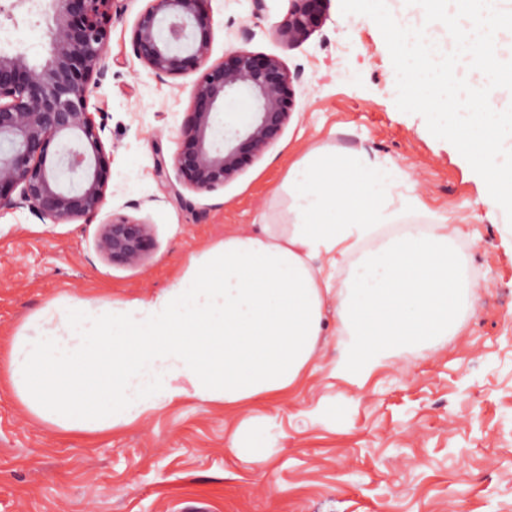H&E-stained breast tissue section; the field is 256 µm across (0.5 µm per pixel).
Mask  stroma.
Returning a JSON list of instances; mask_svg holds the SVG:
<instances>
[{"label":"stroma","mask_w":512,"mask_h":512,"mask_svg":"<svg viewBox=\"0 0 512 512\" xmlns=\"http://www.w3.org/2000/svg\"><path fill=\"white\" fill-rule=\"evenodd\" d=\"M41 11L0 12V57L32 71L49 58L58 23ZM147 0H117L106 74L91 87V112L107 113L110 166L105 203L69 224L25 209L0 210V340L48 301L154 293L203 244L275 215L286 169L317 147L393 159L412 195L440 216L458 215L498 288L465 316L458 336L402 353L369 377L345 382L331 332L293 390L233 409L193 398L109 433L60 432L0 391V512H512V233L484 201L487 188L424 118L395 105L396 74L377 25L329 0L303 43L274 37L288 0H208L211 62L243 48L279 57L295 81L294 114L279 141L223 188L184 189L179 206L155 175L157 155L179 148L198 77L157 78L134 54L131 31ZM126 215L149 225L154 246L140 263H111L101 224ZM259 418L265 462H242L229 441Z\"/></svg>","instance_id":"35a3bbf8"}]
</instances>
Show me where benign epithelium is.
Segmentation results:
<instances>
[{
	"label": "benign epithelium",
	"mask_w": 512,
	"mask_h": 512,
	"mask_svg": "<svg viewBox=\"0 0 512 512\" xmlns=\"http://www.w3.org/2000/svg\"><path fill=\"white\" fill-rule=\"evenodd\" d=\"M116 0H55L63 22L50 60L35 75L20 59L0 58V209L26 208L43 221L69 223L97 214L110 178L101 132L89 112L88 88L105 76L103 57ZM207 0H148L131 35L136 57L156 77L200 72L190 112L179 128L173 158L180 182L196 192L215 191L233 181L276 144L295 107L293 76L276 56L246 49L208 63L213 17ZM329 0H289L272 25L288 46L306 40L321 22ZM238 95L252 102L242 128L219 137L212 111ZM156 176L175 202L190 203L169 181L159 157ZM98 247L114 264L144 259L153 247L148 225L114 215L100 225Z\"/></svg>",
	"instance_id": "7a95c632"
}]
</instances>
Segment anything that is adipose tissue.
I'll list each match as a JSON object with an SVG mask.
<instances>
[{"instance_id": "ef3b65f1", "label": "adipose tissue", "mask_w": 512, "mask_h": 512, "mask_svg": "<svg viewBox=\"0 0 512 512\" xmlns=\"http://www.w3.org/2000/svg\"><path fill=\"white\" fill-rule=\"evenodd\" d=\"M399 165L308 151L277 193L281 222L208 243L151 296L51 301L10 336L7 386L68 431L129 424L182 398L234 407L307 374L336 298V378L455 335L473 284L444 218L410 223Z\"/></svg>"}]
</instances>
